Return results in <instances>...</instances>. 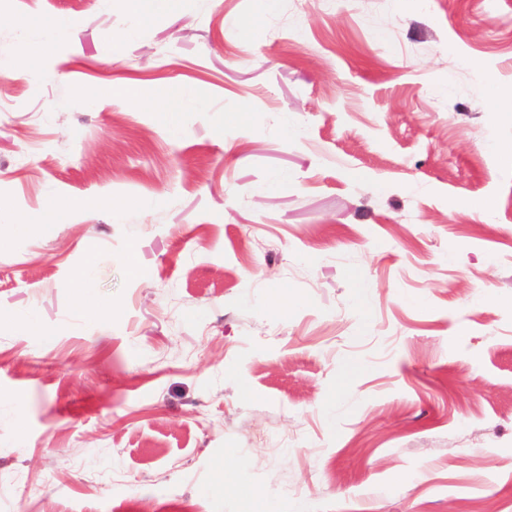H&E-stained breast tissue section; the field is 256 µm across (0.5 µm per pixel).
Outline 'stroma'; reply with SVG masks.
Here are the masks:
<instances>
[{"instance_id":"35a3bbf8","label":"stroma","mask_w":512,"mask_h":512,"mask_svg":"<svg viewBox=\"0 0 512 512\" xmlns=\"http://www.w3.org/2000/svg\"><path fill=\"white\" fill-rule=\"evenodd\" d=\"M495 92L512 0H0V512H512ZM178 0H128L130 13L136 18H149L156 14L169 13L175 10ZM125 94L147 112H156L165 129L169 132L178 130L181 112H183V90L177 84L169 85L154 100L143 101L139 92L132 87L124 90Z\"/></svg>"}]
</instances>
